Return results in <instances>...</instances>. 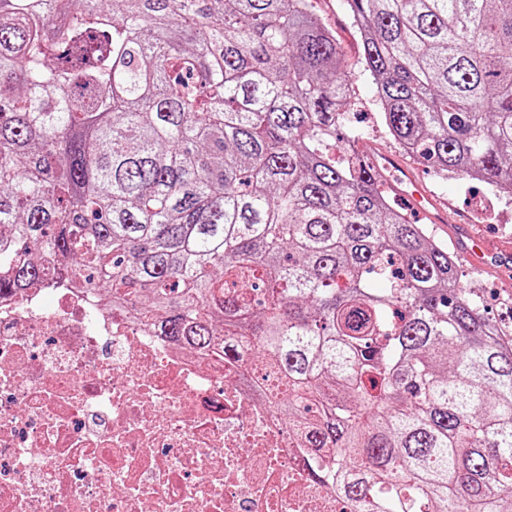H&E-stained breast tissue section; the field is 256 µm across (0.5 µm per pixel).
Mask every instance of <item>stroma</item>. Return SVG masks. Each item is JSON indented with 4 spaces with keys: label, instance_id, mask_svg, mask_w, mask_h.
Here are the masks:
<instances>
[{
    "label": "stroma",
    "instance_id": "obj_1",
    "mask_svg": "<svg viewBox=\"0 0 512 512\" xmlns=\"http://www.w3.org/2000/svg\"><path fill=\"white\" fill-rule=\"evenodd\" d=\"M345 0H312V10L329 27L336 37L344 64L351 75L359 114L351 118V126L361 128L362 137L351 139L341 136L340 144H351L355 152L379 149L405 158L414 168L419 183L430 193L446 201L448 221L433 225L434 235L448 246L457 241V223L472 218L471 229L488 240L512 238V204L500 207L494 221H474L476 202L489 192L486 183L451 177L437 182L433 168L422 159L406 155L388 134L383 123V108L378 100L377 87L361 64L362 43L358 30L352 25ZM461 281L465 288L475 292L481 300V310L490 319H498L505 304H512V273L506 274L494 267L473 265L467 258H460Z\"/></svg>",
    "mask_w": 512,
    "mask_h": 512
}]
</instances>
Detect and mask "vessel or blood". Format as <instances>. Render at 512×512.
<instances>
[{"mask_svg":"<svg viewBox=\"0 0 512 512\" xmlns=\"http://www.w3.org/2000/svg\"><path fill=\"white\" fill-rule=\"evenodd\" d=\"M363 161L381 177L396 196L428 212L432 222L437 224L447 222L448 216L444 210L439 209L437 200L420 187L412 170L401 164L394 156L385 152H368L364 154ZM459 234L463 253L468 260L493 263L505 269L512 267V241L486 243L476 237L466 223L461 225Z\"/></svg>","mask_w":512,"mask_h":512,"instance_id":"b4317fda","label":"vessel or blood"}]
</instances>
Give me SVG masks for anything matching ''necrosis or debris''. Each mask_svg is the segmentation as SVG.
Wrapping results in <instances>:
<instances>
[{"instance_id": "necrosis-or-debris-1", "label": "necrosis or debris", "mask_w": 512, "mask_h": 512, "mask_svg": "<svg viewBox=\"0 0 512 512\" xmlns=\"http://www.w3.org/2000/svg\"><path fill=\"white\" fill-rule=\"evenodd\" d=\"M69 277L0 293V512H364L289 440L268 361L175 345Z\"/></svg>"}]
</instances>
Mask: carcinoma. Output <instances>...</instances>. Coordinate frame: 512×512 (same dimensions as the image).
<instances>
[{"mask_svg": "<svg viewBox=\"0 0 512 512\" xmlns=\"http://www.w3.org/2000/svg\"><path fill=\"white\" fill-rule=\"evenodd\" d=\"M402 148L512 191V0H348ZM0 0V288L42 253L175 344L250 346L367 512H512V336L333 157L353 93L310 0Z\"/></svg>", "mask_w": 512, "mask_h": 512, "instance_id": "carcinoma-1", "label": "carcinoma"}]
</instances>
